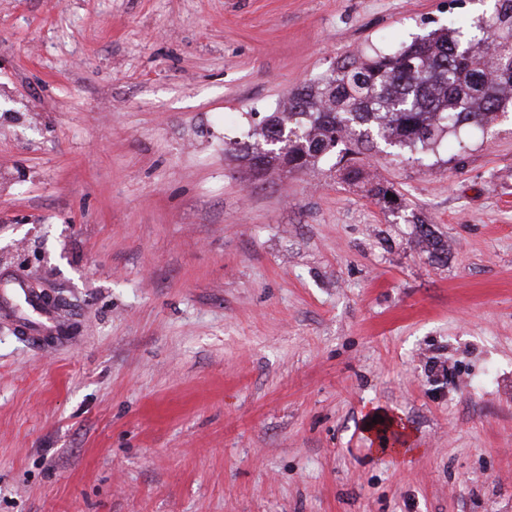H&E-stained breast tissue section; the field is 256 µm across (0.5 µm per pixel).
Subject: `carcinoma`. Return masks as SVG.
Instances as JSON below:
<instances>
[{"label":"carcinoma","mask_w":512,"mask_h":512,"mask_svg":"<svg viewBox=\"0 0 512 512\" xmlns=\"http://www.w3.org/2000/svg\"><path fill=\"white\" fill-rule=\"evenodd\" d=\"M512 112V0H494L475 29L445 28L388 53L342 57L289 92L232 158L263 155L256 179L317 166L338 145L345 179L364 178L375 148L410 155L435 150L466 127L486 129ZM368 194L383 210L399 199L380 182Z\"/></svg>","instance_id":"cac0c4a2"}]
</instances>
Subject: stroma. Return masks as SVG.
<instances>
[{
    "label": "stroma",
    "mask_w": 512,
    "mask_h": 512,
    "mask_svg": "<svg viewBox=\"0 0 512 512\" xmlns=\"http://www.w3.org/2000/svg\"><path fill=\"white\" fill-rule=\"evenodd\" d=\"M488 5L0 0V512H512V119L371 151L391 212L332 155L225 158L341 56Z\"/></svg>",
    "instance_id": "35a3bbf8"
}]
</instances>
